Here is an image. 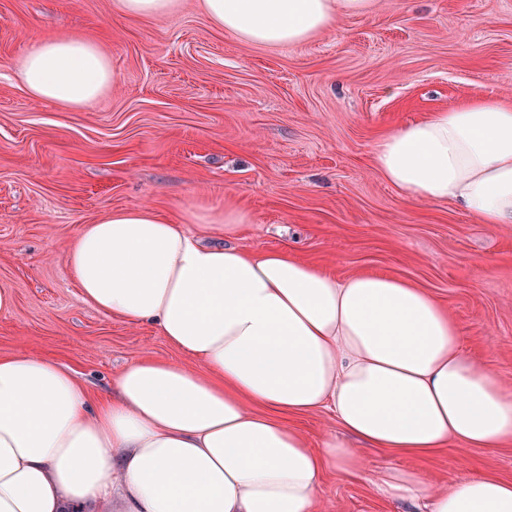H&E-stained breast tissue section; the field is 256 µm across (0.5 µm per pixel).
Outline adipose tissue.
Segmentation results:
<instances>
[{
	"mask_svg": "<svg viewBox=\"0 0 512 512\" xmlns=\"http://www.w3.org/2000/svg\"><path fill=\"white\" fill-rule=\"evenodd\" d=\"M374 0H203L225 34L295 46L337 14ZM19 74L48 103L80 106L115 76L78 38L34 44ZM372 165L404 197L449 201L483 224H512V103L483 97L397 127ZM249 215L183 212L180 222L115 210L83 225L66 262L83 300L149 323L190 355L186 367L129 362L93 399L67 367L0 356V512H313L325 472L358 471L360 448L311 447L283 414L332 411L360 447L424 456L451 443L512 442V391L462 349L448 308L390 275L345 278L285 249L207 244L190 230L238 234ZM392 503L428 512H512V480L485 474L437 490L393 468L375 484Z\"/></svg>",
	"mask_w": 512,
	"mask_h": 512,
	"instance_id": "obj_1",
	"label": "adipose tissue"
}]
</instances>
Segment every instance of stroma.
<instances>
[{"label":"stroma","instance_id":"stroma-1","mask_svg":"<svg viewBox=\"0 0 512 512\" xmlns=\"http://www.w3.org/2000/svg\"><path fill=\"white\" fill-rule=\"evenodd\" d=\"M116 0H0V356L71 369L91 392L153 356L189 365L156 327L83 301L66 252L115 209L178 216L248 212L244 249H286L346 277L399 276L447 304L469 357L512 378V224L449 202H413L370 160L383 131L469 99L512 100V0H376L295 46L259 47L177 0L163 18ZM99 46L115 80L92 102L35 99L18 67L47 38ZM445 488L481 473L512 480V444H452L424 457L361 451L326 474L316 512H415L379 498L388 469Z\"/></svg>","mask_w":512,"mask_h":512}]
</instances>
